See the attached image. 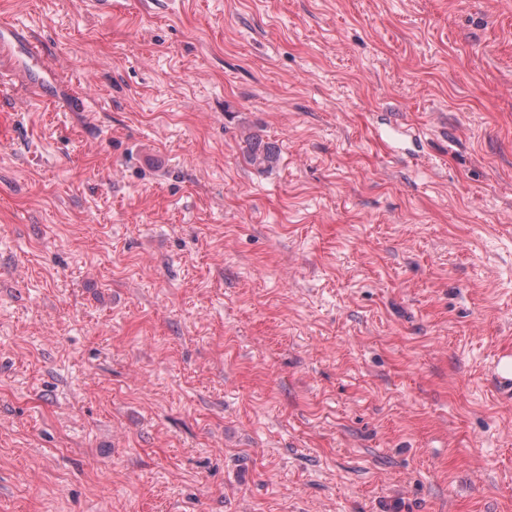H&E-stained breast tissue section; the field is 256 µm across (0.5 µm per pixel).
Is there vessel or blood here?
Listing matches in <instances>:
<instances>
[{
  "label": "vessel or blood",
  "mask_w": 512,
  "mask_h": 512,
  "mask_svg": "<svg viewBox=\"0 0 512 512\" xmlns=\"http://www.w3.org/2000/svg\"><path fill=\"white\" fill-rule=\"evenodd\" d=\"M4 49L11 50L17 68L44 97L52 100L59 96L60 87L54 69L44 61L39 45L24 27L11 22L0 23V51ZM487 372L497 391L512 398V355H496L490 361Z\"/></svg>",
  "instance_id": "b4317fda"
}]
</instances>
